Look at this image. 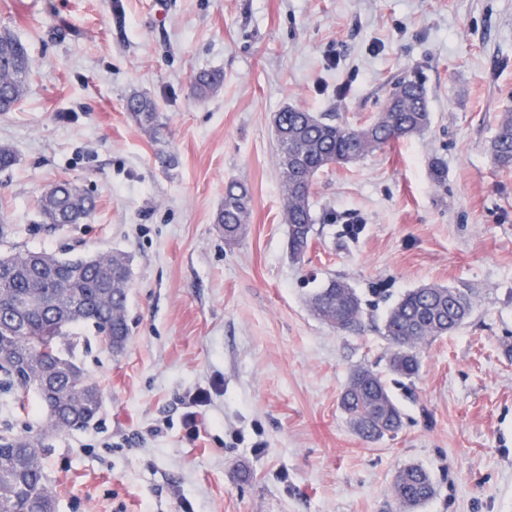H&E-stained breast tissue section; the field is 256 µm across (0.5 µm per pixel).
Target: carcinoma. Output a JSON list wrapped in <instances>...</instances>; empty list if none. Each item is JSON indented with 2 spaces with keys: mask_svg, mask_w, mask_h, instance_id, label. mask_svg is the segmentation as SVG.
I'll return each mask as SVG.
<instances>
[{
  "mask_svg": "<svg viewBox=\"0 0 512 512\" xmlns=\"http://www.w3.org/2000/svg\"><path fill=\"white\" fill-rule=\"evenodd\" d=\"M34 75L30 54L10 30H0V112L11 111L23 98ZM221 75L200 71L191 79L193 94L205 100L215 94ZM394 104H385L362 125L338 122L331 114L316 115L289 106L277 113L276 145L283 180L284 219L291 259L300 261L309 249L315 217L310 198L316 175L333 166H347L400 140L423 134L430 112L423 86L400 80ZM141 128L156 133L160 115L152 99L135 94L126 103ZM495 164L512 168V110L504 112L491 141ZM250 193L237 182L224 189V203L215 223L234 240L249 218ZM95 199L73 183H53L41 196V223L51 227L82 223L95 209ZM131 281L130 257L110 251L81 257L19 250L0 255V391L16 409L26 408L23 393H34L46 408L45 426L15 434L0 431V512H56L55 493L44 473V440L88 425L102 404L99 385L61 347L71 329L104 326L109 349L124 351L130 328L125 316ZM318 319L350 332L361 322V299L344 280L329 279L308 298ZM473 310L468 294L435 285L406 292L389 310L383 335L392 346L390 368L406 378L419 369L417 348L458 329ZM341 405L360 436L374 440L401 423L400 411L381 377L371 369L353 371ZM435 493L429 474L417 466L402 469L394 498L399 512H409Z\"/></svg>",
  "mask_w": 512,
  "mask_h": 512,
  "instance_id": "cac0c4a2",
  "label": "carcinoma"
}]
</instances>
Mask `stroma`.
<instances>
[{
	"mask_svg": "<svg viewBox=\"0 0 512 512\" xmlns=\"http://www.w3.org/2000/svg\"><path fill=\"white\" fill-rule=\"evenodd\" d=\"M1 25L35 75L0 112L17 157L0 172V252L133 259L125 350L90 326L65 341L103 403L45 441L56 512H395L409 465L435 486L416 512H512V169L490 155L512 109V0H0ZM200 70L223 77L204 101ZM397 78L425 88L428 130L320 172L312 244L292 261L274 115L357 125ZM135 92L155 102L160 138L130 117ZM59 179L95 198L84 223L41 224ZM232 181L251 203L230 244L215 217ZM332 277L358 293L360 330L310 312ZM425 285L467 292L474 310L420 348L408 379L383 324ZM358 367L402 416L372 441L341 406Z\"/></svg>",
	"mask_w": 512,
	"mask_h": 512,
	"instance_id": "35a3bbf8",
	"label": "stroma"
}]
</instances>
